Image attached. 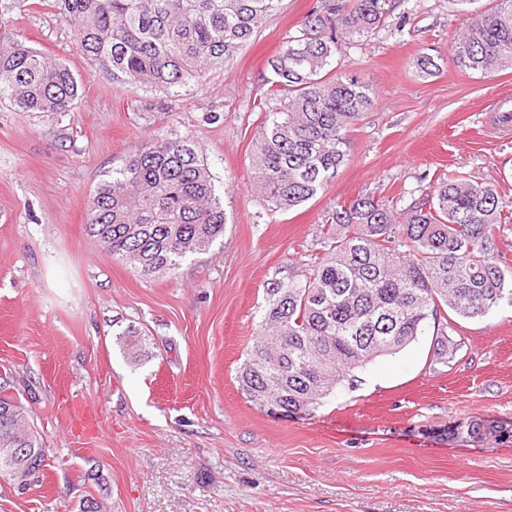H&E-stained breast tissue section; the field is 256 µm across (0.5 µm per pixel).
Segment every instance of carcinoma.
<instances>
[{
    "mask_svg": "<svg viewBox=\"0 0 512 512\" xmlns=\"http://www.w3.org/2000/svg\"><path fill=\"white\" fill-rule=\"evenodd\" d=\"M83 53L112 82L171 92L232 56L280 0H53ZM466 15L454 38L455 65L486 74L512 68V0ZM391 0H327L268 61L276 109L265 113L252 158L253 192L275 210L312 199L348 156L351 127L373 105L369 85L343 72L339 39L381 26ZM71 71L0 33V102L27 112H68ZM512 207L492 184L441 173L429 190L386 200L361 196L336 206L325 253L310 272L267 283L258 338L238 370L254 402L272 393L289 413L317 408L355 371L395 354L433 323L447 355L448 312L483 317L512 305V267L498 258L496 232ZM226 214L201 151L187 138L145 144L95 191L86 232L142 277L172 273L224 236ZM128 356H144L137 329L116 334ZM0 383V436L42 448L23 403Z\"/></svg>",
    "mask_w": 512,
    "mask_h": 512,
    "instance_id": "carcinoma-1",
    "label": "carcinoma"
}]
</instances>
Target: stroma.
<instances>
[{
    "mask_svg": "<svg viewBox=\"0 0 512 512\" xmlns=\"http://www.w3.org/2000/svg\"><path fill=\"white\" fill-rule=\"evenodd\" d=\"M321 0H281L253 37L174 93L112 83L52 0H0V29L66 65L68 112L0 104V374L49 450L38 485L0 478V512H512V306L452 317L358 369V385L290 416L252 402L237 371L272 278L308 271L336 205L419 190L424 173L494 184L512 202V140L486 124L512 106V70L453 62L452 0H392L384 25L337 57L374 93L348 160L311 200L269 211L250 171L269 60ZM440 70L416 73L421 56ZM199 146L224 203L223 239L172 274L140 276L85 229L93 195L158 136ZM141 329L130 363L114 335Z\"/></svg>",
    "mask_w": 512,
    "mask_h": 512,
    "instance_id": "35a3bbf8",
    "label": "stroma"
}]
</instances>
